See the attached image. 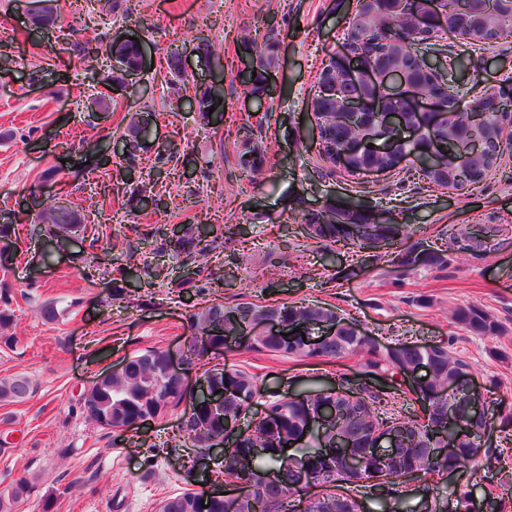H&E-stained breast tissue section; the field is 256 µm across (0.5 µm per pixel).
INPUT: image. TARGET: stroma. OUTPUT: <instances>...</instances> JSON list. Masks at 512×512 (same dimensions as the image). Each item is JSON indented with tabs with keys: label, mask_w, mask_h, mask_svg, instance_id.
<instances>
[{
	"label": "stroma",
	"mask_w": 512,
	"mask_h": 512,
	"mask_svg": "<svg viewBox=\"0 0 512 512\" xmlns=\"http://www.w3.org/2000/svg\"><path fill=\"white\" fill-rule=\"evenodd\" d=\"M40 0H0V282L11 290L12 323L1 330L0 378L27 376L33 392L0 401V490L27 478L32 490L16 512H155L160 500L206 487L192 465L198 448L181 440L190 396L152 423L129 432L100 427L83 414L80 395L102 371L148 350L180 356L190 316L211 302L233 306L316 304L337 311L383 348L404 341L446 346L465 364L481 393L488 426L477 462L459 470L493 512H512V155L478 186L437 187L401 169L350 176L318 155L310 100L323 61L344 47L357 0H124V13L103 12L100 0H61V25L32 26ZM281 36L270 70L272 97L256 102L245 83V52L269 8ZM74 26L78 35L65 37ZM137 38L139 74L110 81V59L94 55L96 38ZM213 44L205 56L198 43ZM183 48L194 83L173 78L166 54ZM474 67L457 69L463 89L512 77V35L475 51ZM224 92V118L203 124L178 105L196 86ZM109 100L101 111L98 98ZM151 115L153 137L186 146L185 161L138 171L156 206L134 208L132 185L113 163H94L99 137L119 136L132 113ZM250 126L267 147L265 175L242 179L239 131ZM352 195L379 216L417 227L427 243L447 249L450 234L489 229L485 243L447 268L399 269L391 248L334 253L305 233L290 210L319 208ZM63 205L85 224V236L54 246L33 228L48 205ZM170 224H235L236 242L213 252L223 275L217 288L187 283L183 256L165 246ZM55 303L44 321L38 308ZM476 306L499 324L476 336L455 320ZM261 387L254 407L295 394L339 387L379 396L381 418L421 416L398 371L371 372L366 356L333 360L284 357L228 346L212 353ZM448 479L430 473L396 490L351 484L340 493L362 512H466L448 502Z\"/></svg>",
	"instance_id": "stroma-1"
}]
</instances>
